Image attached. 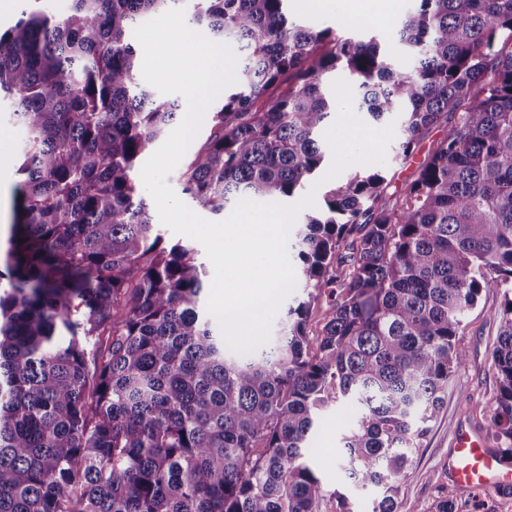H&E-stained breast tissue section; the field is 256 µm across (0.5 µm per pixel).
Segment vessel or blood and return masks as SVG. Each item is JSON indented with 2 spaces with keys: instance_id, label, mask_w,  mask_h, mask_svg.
<instances>
[{
  "instance_id": "vessel-or-blood-1",
  "label": "vessel or blood",
  "mask_w": 512,
  "mask_h": 512,
  "mask_svg": "<svg viewBox=\"0 0 512 512\" xmlns=\"http://www.w3.org/2000/svg\"><path fill=\"white\" fill-rule=\"evenodd\" d=\"M448 473L457 486L467 489L512 486V468L486 448L478 432L464 424L453 432Z\"/></svg>"
}]
</instances>
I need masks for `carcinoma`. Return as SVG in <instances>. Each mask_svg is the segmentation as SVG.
Wrapping results in <instances>:
<instances>
[{"instance_id":"1","label":"carcinoma","mask_w":512,"mask_h":512,"mask_svg":"<svg viewBox=\"0 0 512 512\" xmlns=\"http://www.w3.org/2000/svg\"><path fill=\"white\" fill-rule=\"evenodd\" d=\"M178 2L71 0L0 31V94L26 132L0 263V512H320L308 439L345 401L339 467L383 489L374 512H397L488 288L505 303L486 431L512 458V0H414L403 72L372 39L290 20L289 0H197V31L243 62L180 177L196 208L300 194L330 150L338 73L373 120L403 111V156L448 128L402 202L367 167L304 215L306 299L247 358L204 314L194 249L163 244L132 178L182 105L135 84L130 34ZM285 74L288 94L255 108Z\"/></svg>"}]
</instances>
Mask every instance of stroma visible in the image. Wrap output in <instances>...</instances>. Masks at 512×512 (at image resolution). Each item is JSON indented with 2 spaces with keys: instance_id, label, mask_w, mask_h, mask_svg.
<instances>
[{
  "instance_id": "stroma-1",
  "label": "stroma",
  "mask_w": 512,
  "mask_h": 512,
  "mask_svg": "<svg viewBox=\"0 0 512 512\" xmlns=\"http://www.w3.org/2000/svg\"><path fill=\"white\" fill-rule=\"evenodd\" d=\"M375 0H359L349 13L331 12L311 4L310 0H292L289 17L316 27H332L337 34L356 35L355 24L371 19ZM13 104L0 97V224L10 221L14 189L21 176L18 172L19 153L25 133L14 121ZM445 135L444 129L430 132L420 143L415 154L408 158L398 156L397 140H390L385 151L386 184L389 197L402 194L418 164ZM503 303L501 289L483 291L478 306L467 319L459 343L467 353V363L448 382L445 403L430 430L413 455V474L400 486L397 497L398 512H428L433 501L441 495L456 501L461 512H475L476 503H483L486 512H512V491L498 490L480 493L456 487L448 479V455L455 427L462 422L477 430H484L487 405L495 390L491 351L498 334L496 313ZM355 409L342 404L328 409L315 426L309 455L316 468L326 497L320 512H335L336 493H344L354 512H373L380 496L377 487L356 489L346 483L337 470L339 439L344 428L353 420Z\"/></svg>"
}]
</instances>
